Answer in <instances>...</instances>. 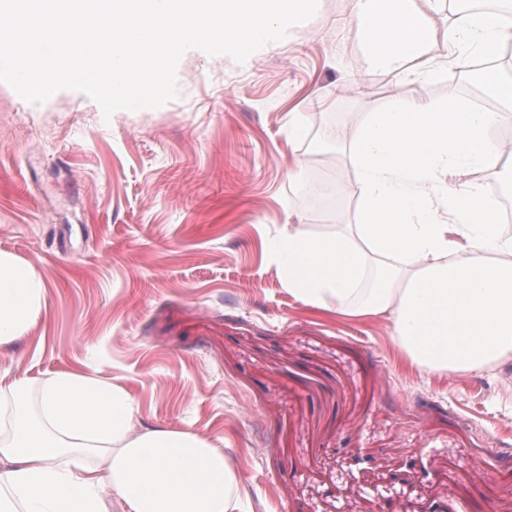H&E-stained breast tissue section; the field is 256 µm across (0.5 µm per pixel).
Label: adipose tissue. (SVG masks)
I'll use <instances>...</instances> for the list:
<instances>
[{
	"mask_svg": "<svg viewBox=\"0 0 512 512\" xmlns=\"http://www.w3.org/2000/svg\"><path fill=\"white\" fill-rule=\"evenodd\" d=\"M368 71L429 76L431 52L489 87L499 109L455 97L393 101L342 137L359 174L347 230L299 227L272 241L292 296L355 320L384 319L419 367L468 374L512 361V235L496 183L512 185L507 147L490 130L512 118V78L474 67L512 44V11L461 12L437 29L419 0H348ZM490 171L494 181H477ZM31 267L0 252V347L23 339L45 305ZM0 384V512H236L240 474L190 430L141 429L121 385L80 371L45 380L35 401Z\"/></svg>",
	"mask_w": 512,
	"mask_h": 512,
	"instance_id": "ef3b65f1",
	"label": "adipose tissue"
}]
</instances>
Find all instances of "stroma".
Segmentation results:
<instances>
[{
  "label": "stroma",
  "mask_w": 512,
  "mask_h": 512,
  "mask_svg": "<svg viewBox=\"0 0 512 512\" xmlns=\"http://www.w3.org/2000/svg\"><path fill=\"white\" fill-rule=\"evenodd\" d=\"M346 0L251 66L190 55L175 99L103 116L0 82V251L39 271L46 309L0 349L31 392L81 370L127 387L144 428H187L242 475L240 512H512V363L439 375L387 322L299 303L269 243L354 223L355 194L306 201L290 173L355 186L336 137L392 97L453 98L459 70L392 80L355 51ZM309 137L289 142L288 115Z\"/></svg>",
  "instance_id": "obj_1"
}]
</instances>
